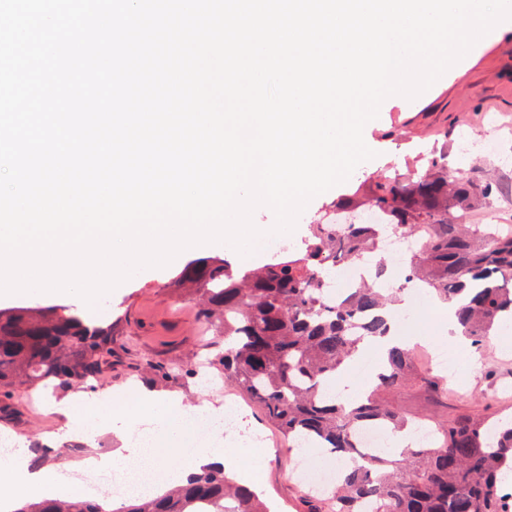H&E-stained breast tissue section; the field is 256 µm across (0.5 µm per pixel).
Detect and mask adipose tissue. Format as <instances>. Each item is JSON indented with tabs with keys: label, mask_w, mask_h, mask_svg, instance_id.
I'll return each instance as SVG.
<instances>
[{
	"label": "adipose tissue",
	"mask_w": 512,
	"mask_h": 512,
	"mask_svg": "<svg viewBox=\"0 0 512 512\" xmlns=\"http://www.w3.org/2000/svg\"><path fill=\"white\" fill-rule=\"evenodd\" d=\"M56 410L66 419L63 437L76 436L91 443L99 433L112 432L123 439L122 448L111 457L91 456L86 458V465L111 471L131 464L161 469L160 480L147 487L140 484L129 487L128 497L159 493L163 485L186 479L207 466L236 472L246 484L255 480L256 466L245 467L240 463L242 449L225 446L220 438L204 444L184 440L187 428L184 418L191 409L176 395L133 388L106 402L98 393L79 390L57 404ZM142 421L148 424L142 433L150 441L146 448L125 441L128 430ZM79 495V489L58 471L34 465L25 448L12 446L0 450V512H15L25 501L73 499Z\"/></svg>",
	"instance_id": "adipose-tissue-1"
}]
</instances>
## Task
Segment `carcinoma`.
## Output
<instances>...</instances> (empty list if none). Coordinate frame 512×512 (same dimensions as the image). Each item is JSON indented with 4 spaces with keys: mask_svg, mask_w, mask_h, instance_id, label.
I'll list each match as a JSON object with an SVG mask.
<instances>
[{
    "mask_svg": "<svg viewBox=\"0 0 512 512\" xmlns=\"http://www.w3.org/2000/svg\"><path fill=\"white\" fill-rule=\"evenodd\" d=\"M496 185L476 183L450 171L439 159L416 180L399 176L377 183L356 209L370 204L384 224L310 225L305 253L259 268L233 271L224 262L197 261L184 267L178 287L196 301L199 319L216 329L225 383L255 400L281 434L305 439L353 463L339 489L313 512H360L375 502L378 512H506L504 497L512 473V419L471 409L465 396L416 366V351L394 345L374 388L347 405L323 396L326 386L369 338L386 337L391 321L383 309L396 294L420 285L457 304L462 335L475 351L512 321V233L496 224H460L455 216L493 195ZM387 230L422 239L408 258L409 273L397 288L363 283L347 289L337 306L327 301L329 275L340 264L375 251ZM112 357V328L87 325L79 315L52 307L0 312V412L12 391H57L97 377ZM197 377L190 366L173 364L155 377ZM414 387L433 401L455 402L458 412L439 420L409 414L397 398ZM431 422L438 437L429 447L406 446L399 458L363 454L354 432L379 424L387 432L409 431ZM16 512H104L87 500L25 502ZM124 512H270L251 489L221 469H203L187 483L156 498H140Z\"/></svg>",
    "mask_w": 512,
    "mask_h": 512,
    "instance_id": "carcinoma-1",
    "label": "carcinoma"
}]
</instances>
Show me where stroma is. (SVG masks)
<instances>
[{
	"label": "stroma",
	"instance_id": "stroma-1",
	"mask_svg": "<svg viewBox=\"0 0 512 512\" xmlns=\"http://www.w3.org/2000/svg\"><path fill=\"white\" fill-rule=\"evenodd\" d=\"M375 158L361 163L349 179L313 198L288 235L291 249H299L307 226L316 215L335 210L338 203L355 194L372 190L385 175L425 172L430 159L444 157L449 170L463 169L471 180L495 178L502 196L492 197L486 207L471 214L476 224H512V211L502 209L503 196L512 197V32L485 44L472 57L450 68L430 89L409 100L393 97L384 101L378 118L363 131ZM222 259L232 267L257 268L266 264L263 252L252 258L240 256L223 244H209L179 254L162 268H146L117 286L108 296L105 322L112 325V359L88 386L101 395L145 386L181 396L183 404L211 400L209 387L190 378L167 381L153 379L152 370L172 362L197 363L212 359L203 349V330L197 308L185 301L173 284L182 268L194 259ZM404 309L405 333L434 335L440 347H448L447 317L428 295H409ZM496 376V383L484 378V371ZM495 385L499 406L512 416V342L492 338L481 360L470 363L463 375L450 382V391L467 395L475 406L485 403L488 385ZM231 397L243 411L239 429L227 431L230 447H253V435L262 434L261 495L273 512H309L316 502L305 496L306 472L324 467L318 449L289 448L261 408L248 396L231 390ZM57 394L36 391L12 400L9 416H0V428L12 430L29 448L33 459L44 467L57 469L66 477L76 473V461L91 454L105 455L114 447L111 435L97 437L95 444L69 441L56 443L54 437L64 419L53 408Z\"/></svg>",
	"mask_w": 512,
	"mask_h": 512
}]
</instances>
